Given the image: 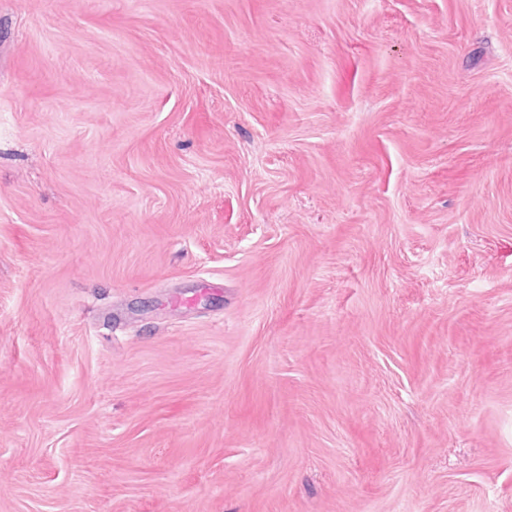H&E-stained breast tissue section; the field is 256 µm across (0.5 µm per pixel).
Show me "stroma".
<instances>
[{"label":"stroma","instance_id":"1","mask_svg":"<svg viewBox=\"0 0 512 512\" xmlns=\"http://www.w3.org/2000/svg\"><path fill=\"white\" fill-rule=\"evenodd\" d=\"M0 512H512V0H0Z\"/></svg>","mask_w":512,"mask_h":512}]
</instances>
